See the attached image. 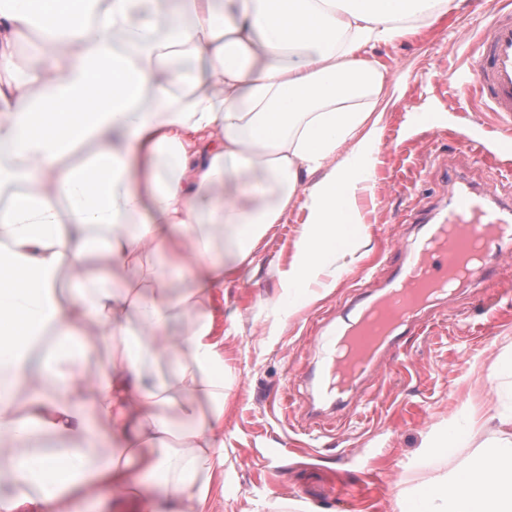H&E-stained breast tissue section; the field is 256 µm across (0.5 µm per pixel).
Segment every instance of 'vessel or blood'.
<instances>
[{
	"mask_svg": "<svg viewBox=\"0 0 512 512\" xmlns=\"http://www.w3.org/2000/svg\"><path fill=\"white\" fill-rule=\"evenodd\" d=\"M464 82L477 85L491 111L512 117V11L498 13L482 30L475 66ZM445 194L446 205L432 217L434 229L405 247L404 262L384 286L363 291L352 306V320L318 337L320 366L299 377L320 386L324 403L336 407L343 401L345 390L336 384L342 339L354 334L367 346L365 357L352 369L353 376H361L374 367L383 349L415 328L428 309L453 298L446 283L462 256L470 258L461 276L469 283L487 281L503 263L500 244L512 236V202H493L489 190L466 185L450 174L445 177ZM448 225L454 227V235L438 241L439 228Z\"/></svg>",
	"mask_w": 512,
	"mask_h": 512,
	"instance_id": "vessel-or-blood-1",
	"label": "vessel or blood"
}]
</instances>
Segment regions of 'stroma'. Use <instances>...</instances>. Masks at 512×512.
Masks as SVG:
<instances>
[{"label":"stroma","mask_w":512,"mask_h":512,"mask_svg":"<svg viewBox=\"0 0 512 512\" xmlns=\"http://www.w3.org/2000/svg\"><path fill=\"white\" fill-rule=\"evenodd\" d=\"M512 0H467L439 26L376 48L405 78L386 110L376 183L359 207L371 251L344 269L334 290L289 314L279 288L307 213L292 207L256 245L252 263L213 295L216 333L225 334L224 489L208 512H392L403 466L439 424L465 422L469 407L494 411L511 383L492 379L493 363L512 344V263L480 288L464 287L427 314L432 324L389 349L321 429L301 425L308 400L298 374L313 359V337L340 316L362 287H380L402 261L400 244L428 227L412 223L416 202H437L442 173L512 194V120L490 111L475 90L453 81L474 64L476 36Z\"/></svg>","instance_id":"stroma-1"}]
</instances>
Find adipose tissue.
<instances>
[{"mask_svg": "<svg viewBox=\"0 0 512 512\" xmlns=\"http://www.w3.org/2000/svg\"><path fill=\"white\" fill-rule=\"evenodd\" d=\"M462 0H0V512H207L223 462L224 352L208 305L289 209L280 273L310 306L369 239L358 200L401 97L376 47ZM38 31L19 68L14 43ZM75 288L63 292L62 271ZM185 319L183 336L167 331ZM114 336L89 382L88 326ZM171 365L146 377L144 360ZM42 386L30 410L18 379ZM500 436L442 461L469 427ZM54 447L27 450L32 429ZM394 512H512V406L439 425Z\"/></svg>", "mask_w": 512, "mask_h": 512, "instance_id": "obj_1", "label": "adipose tissue"}]
</instances>
